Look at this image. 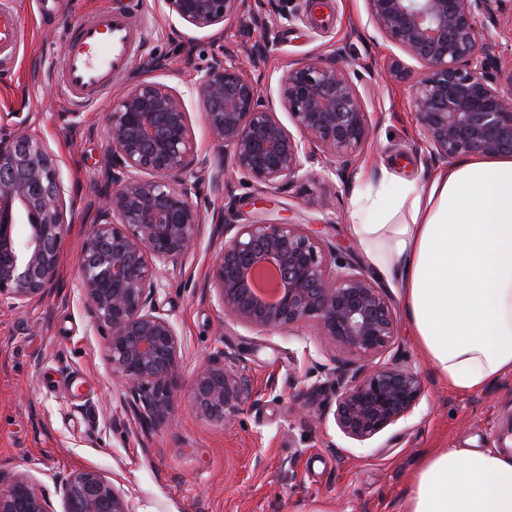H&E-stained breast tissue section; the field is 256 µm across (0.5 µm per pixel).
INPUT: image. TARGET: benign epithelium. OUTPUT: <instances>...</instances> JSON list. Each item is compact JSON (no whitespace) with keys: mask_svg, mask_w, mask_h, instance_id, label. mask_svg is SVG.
I'll list each match as a JSON object with an SVG mask.
<instances>
[{"mask_svg":"<svg viewBox=\"0 0 512 512\" xmlns=\"http://www.w3.org/2000/svg\"><path fill=\"white\" fill-rule=\"evenodd\" d=\"M188 26L209 30L247 0H161ZM251 22H292L288 0H252ZM375 31L421 68L412 85L416 121L430 155L448 163L481 153L512 156V99L494 73L492 27L506 0H364ZM148 62L107 116L109 148L94 189L96 217L78 263V288L104 338L112 376L128 389L129 408L144 421L168 418L181 343L157 304L160 273L194 250L205 221L201 172L223 190L225 164L264 192L303 177L342 178L369 143L371 119L359 90L364 75L313 56L289 66L281 107L290 131L236 60L217 50L198 79L216 161L203 154L182 95L150 74ZM236 204L224 209V248L210 269L215 299L231 320L257 332L312 323L343 352L368 361L396 335V315L380 286L348 250L304 224H240ZM72 205L48 144L22 130L0 134V304L27 306L55 282ZM279 275L269 303L251 288L264 266ZM337 428L363 444L410 417L424 389L412 367L387 362L341 369L334 379ZM249 391L236 352L226 350L194 373L197 411L235 417ZM61 512H131L125 493L98 470L55 481ZM0 512H55L45 492L18 473L0 475Z\"/></svg>","mask_w":512,"mask_h":512,"instance_id":"1","label":"benign epithelium"}]
</instances>
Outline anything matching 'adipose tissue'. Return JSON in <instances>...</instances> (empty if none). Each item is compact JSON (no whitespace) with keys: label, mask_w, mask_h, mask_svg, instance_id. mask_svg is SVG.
Returning a JSON list of instances; mask_svg holds the SVG:
<instances>
[{"label":"adipose tissue","mask_w":512,"mask_h":512,"mask_svg":"<svg viewBox=\"0 0 512 512\" xmlns=\"http://www.w3.org/2000/svg\"><path fill=\"white\" fill-rule=\"evenodd\" d=\"M349 219L443 383L470 394L512 373V157L474 155L423 180L382 170L356 189ZM401 512H512V453L436 450Z\"/></svg>","instance_id":"obj_1"}]
</instances>
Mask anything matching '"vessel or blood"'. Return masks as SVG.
<instances>
[{
  "mask_svg": "<svg viewBox=\"0 0 512 512\" xmlns=\"http://www.w3.org/2000/svg\"><path fill=\"white\" fill-rule=\"evenodd\" d=\"M22 37L18 16L0 9V54L12 51ZM131 19L105 10L76 23L63 61L66 95L74 109L99 101L126 69L133 48Z\"/></svg>",
  "mask_w": 512,
  "mask_h": 512,
  "instance_id": "1",
  "label": "vessel or blood"
}]
</instances>
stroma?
Listing matches in <instances>:
<instances>
[{"instance_id": "stroma-1", "label": "stroma", "mask_w": 512, "mask_h": 512, "mask_svg": "<svg viewBox=\"0 0 512 512\" xmlns=\"http://www.w3.org/2000/svg\"><path fill=\"white\" fill-rule=\"evenodd\" d=\"M137 4L144 30L127 73L112 94L73 116L61 91L62 62L73 22L107 9ZM25 28L24 42L0 56V132L25 130L44 139L57 157L73 224L57 281L39 302L0 305V473L30 476L62 505L55 478L97 468L127 495L131 512H400L417 467L436 448H497L512 442V374L469 395L452 392L426 364L405 321L378 362L402 361L418 371L425 392L413 415L374 439L346 438L324 413L333 399L327 382L349 356L304 324L263 334L233 323L218 306L209 269L224 244L215 223L226 200L214 193L210 172L201 191L210 197L198 245L180 271L164 273L158 296L182 343L171 390L169 419L139 420L113 379L103 339L93 328L77 284L79 252L95 220L92 185L108 141L106 116L131 75L150 57L168 59L154 80L182 95L203 152H211L196 83L217 47L232 52L261 95L278 105L290 64L343 50L341 65L371 66L364 96L371 115L368 146L330 185L302 179L257 194L233 169L224 182L244 215L264 199L271 217L320 224L330 240L353 247L347 224L358 177L389 168L424 178L435 165L416 123L411 82L391 76L400 51L367 21L364 0H328L315 18L305 0H289L295 20L277 29L273 43L238 15L197 30L168 15L160 0H10ZM232 349L251 393L228 422L201 417L193 397L196 366Z\"/></svg>"}]
</instances>
